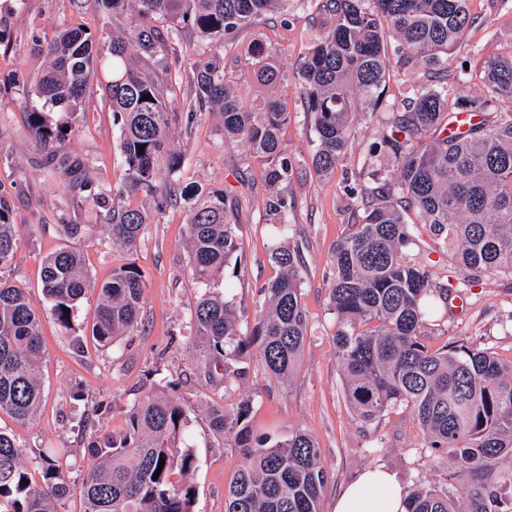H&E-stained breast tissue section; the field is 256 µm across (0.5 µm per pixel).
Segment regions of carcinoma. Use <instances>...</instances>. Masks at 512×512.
Instances as JSON below:
<instances>
[{
	"label": "carcinoma",
	"mask_w": 512,
	"mask_h": 512,
	"mask_svg": "<svg viewBox=\"0 0 512 512\" xmlns=\"http://www.w3.org/2000/svg\"><path fill=\"white\" fill-rule=\"evenodd\" d=\"M99 2L114 19L131 18L129 31L112 37L106 57L80 27L45 42L46 68L26 92L32 139L49 147L84 111L92 82L109 74L105 89L120 126L125 172L112 189L119 203L109 223L100 225V236L134 249L150 214L128 198L142 194L158 212L184 201L191 273L206 287L191 315L204 374L231 388L247 375L244 363L254 346L271 380H290L307 336L300 257L282 243L292 201L283 193L266 201L276 224L269 257L280 273L261 288L245 335L235 302L211 289L229 266L241 275L235 207L223 188L188 191L177 179L183 156L171 146L172 129L182 119L192 122L195 110L177 111L159 58L165 40L158 26L180 24L219 49L226 36L281 0ZM468 2L329 0L334 21L300 70L315 133L313 166L327 177L355 136L356 115L376 108L385 89L391 70L386 42H400L405 60L424 68L417 93L392 113L393 131L382 140L396 160L395 172L375 178L372 188L344 186L345 195L369 196L372 204L354 231L336 242L328 292L344 396L356 419L372 425L406 410L422 433L421 448L453 463L452 489L416 484L407 490L406 512H512V361L463 340L438 349L426 343L432 297L448 296L449 287L434 282L429 264L410 257L425 234L468 270L512 276V49L484 62L480 109L493 119L473 125L462 140L449 136L448 127L461 112L458 87L470 78L462 75L450 86L435 72L441 54L469 24ZM248 55L258 82H276L278 69L262 43H253ZM196 96L221 115L224 142L246 144L265 167L270 187L288 179L292 163L280 139L288 113L275 99L260 108L244 104L224 82L217 55L196 66ZM53 165L71 191L90 186L78 162L56 159ZM22 228L0 201V270L13 262ZM57 228L69 243L43 258L42 294L58 326L74 333L77 306L93 290L77 246L89 227ZM142 288L131 265L113 269L99 285L95 345L106 347L138 326ZM43 359L36 305L26 289L0 278V413L19 426L35 421ZM248 408L242 402L233 414L221 404L207 409L212 429L230 436L245 458L224 489V512H320L330 477L317 439L300 430L283 439L257 435L248 425ZM190 410L178 398L149 393L125 410L123 431L89 442L82 512H192V486L183 481L193 465L184 438ZM34 460L37 481L25 451L0 427V512H58L70 493L67 453L41 448Z\"/></svg>",
	"instance_id": "1"
}]
</instances>
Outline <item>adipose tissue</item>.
Instances as JSON below:
<instances>
[{"instance_id": "ef3b65f1", "label": "adipose tissue", "mask_w": 512, "mask_h": 512, "mask_svg": "<svg viewBox=\"0 0 512 512\" xmlns=\"http://www.w3.org/2000/svg\"><path fill=\"white\" fill-rule=\"evenodd\" d=\"M406 488L390 470H363L337 496L334 512H406Z\"/></svg>"}]
</instances>
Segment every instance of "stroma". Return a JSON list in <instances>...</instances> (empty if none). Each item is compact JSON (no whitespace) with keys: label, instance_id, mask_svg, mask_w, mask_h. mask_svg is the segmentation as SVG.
Here are the masks:
<instances>
[{"label":"stroma","instance_id":"35a3bbf8","mask_svg":"<svg viewBox=\"0 0 512 512\" xmlns=\"http://www.w3.org/2000/svg\"><path fill=\"white\" fill-rule=\"evenodd\" d=\"M472 25L442 57L449 78L478 73L489 57L512 47V0H470ZM331 16L326 0H284L273 12L255 19L227 38L220 54L224 80L236 88L244 103L257 104L265 95L279 100L288 114L281 138L292 161V177L280 185L288 194L287 244L301 256L302 302L308 315L307 340L295 378L279 384L265 374L257 352H250L249 374L231 390L215 387L199 369V348L191 310L200 290L189 271L184 246L188 224L183 204L154 215L144 239L134 251L112 247L93 233L80 243L93 279L105 281L114 268L133 264L143 281L142 323L112 347L76 350L72 335L61 330L45 311L41 292V260L57 250L62 237L56 225L106 223L108 209L96 193L113 189L123 178L120 130L114 125L104 85H93L84 112L70 132L55 140L52 152L37 148L30 135L25 93L45 68L43 45L63 27H84L96 49L108 53L117 26L97 0H0V200L14 223L25 225L10 267L0 276L26 288L43 307L42 344L45 360L39 377L43 401L35 423L21 427L0 416V427L11 431L27 456L41 448L69 452L73 488L60 512H80L79 486L89 464L85 452L91 434L121 431L124 411L149 390L172 391L193 410L187 427L193 468L187 477L193 488V512H224V488L244 464L230 439L210 428L206 408L213 404L236 410L248 401V423L254 433L285 437L294 430L312 434L321 447V464L331 482L322 499V512H333L337 492L367 468L394 471L404 486L423 482L445 486L451 462L430 460L420 448L421 432L411 417L392 412L377 424L362 425L345 401L333 335L336 319L328 307L333 276L332 247L348 234L362 213L360 199L342 195L345 183L373 186L372 174L393 170L392 157L380 147L390 135L388 118L416 93L411 67L401 65L399 45L389 42L391 77L378 107L359 116L356 136L334 174L319 178L312 166L315 148L306 111L299 68L326 31ZM164 56L178 102L195 101L194 63L212 53L208 41L182 26L165 23ZM262 42L281 73L272 92L254 79L248 61L253 42ZM192 124H179L172 140L183 154L181 185L226 188L236 205L241 277L215 283L233 298L242 330L254 322V303L261 287L276 278L269 259L271 221L265 208L270 190L263 171L240 144L224 141L221 122L208 107H197ZM77 159L92 183L91 190L71 194L52 175L48 155ZM438 282L457 283L455 295L428 324L427 343L439 347L464 339L492 348L512 359V277L480 273L455 266L451 259L430 254ZM177 388H169V381ZM109 404L99 413L96 403Z\"/></svg>","mask_w":512,"mask_h":512}]
</instances>
